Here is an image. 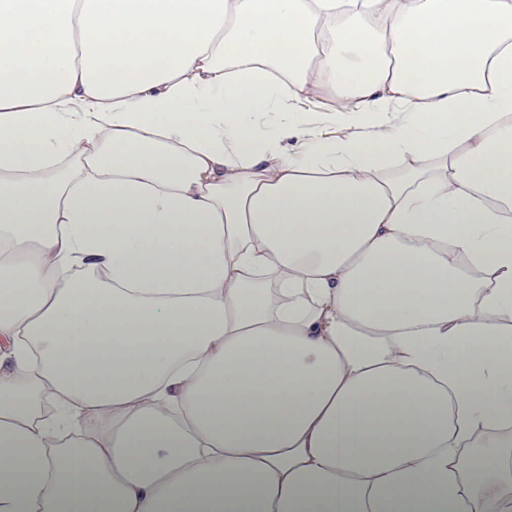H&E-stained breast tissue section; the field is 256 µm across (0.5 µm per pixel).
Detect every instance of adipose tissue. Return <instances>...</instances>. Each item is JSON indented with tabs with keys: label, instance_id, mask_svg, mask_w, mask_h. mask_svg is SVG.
<instances>
[{
	"label": "adipose tissue",
	"instance_id": "1",
	"mask_svg": "<svg viewBox=\"0 0 512 512\" xmlns=\"http://www.w3.org/2000/svg\"><path fill=\"white\" fill-rule=\"evenodd\" d=\"M0 512H512V0H0ZM294 104H296L299 111L295 115V121L303 126L313 127L316 131L329 137H336V139L347 137L355 131L352 127L337 123L334 126L326 121V115H330L339 109L337 101L328 98L324 94L318 98L300 100Z\"/></svg>",
	"mask_w": 512,
	"mask_h": 512
}]
</instances>
